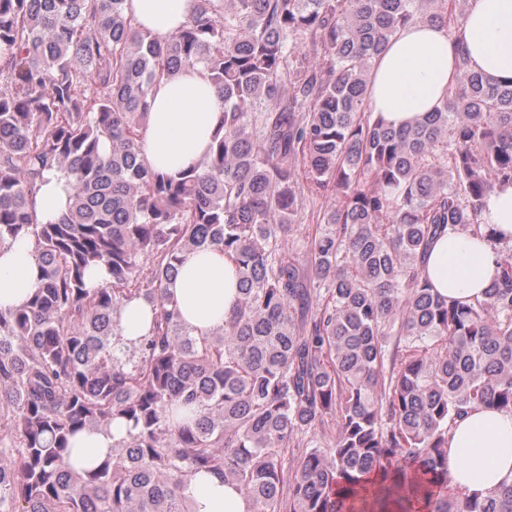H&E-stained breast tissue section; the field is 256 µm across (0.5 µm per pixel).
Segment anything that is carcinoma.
Segmentation results:
<instances>
[{
    "mask_svg": "<svg viewBox=\"0 0 512 512\" xmlns=\"http://www.w3.org/2000/svg\"><path fill=\"white\" fill-rule=\"evenodd\" d=\"M456 0H198L161 41L126 0H0V242L31 235L42 287L0 311V512H193L213 473L250 512H365L404 488L429 512H512V483L447 493L448 432L467 408L512 413V252L484 297L423 277L445 230L496 238L486 198L512 184V81L471 71L414 124L370 102L398 29ZM200 67L224 110L209 152L171 178L141 153L148 97ZM55 169L69 204L38 221ZM328 198L309 261L285 249L304 200ZM236 266L224 326L190 334L167 291L182 256ZM110 281L86 287L89 269ZM151 328L126 345L123 305ZM129 425L91 471L71 439ZM329 439L317 438L328 420ZM300 448V455L294 449Z\"/></svg>",
    "mask_w": 512,
    "mask_h": 512,
    "instance_id": "carcinoma-1",
    "label": "carcinoma"
}]
</instances>
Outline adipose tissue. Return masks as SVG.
Wrapping results in <instances>:
<instances>
[{"instance_id":"1","label":"adipose tissue","mask_w":512,"mask_h":512,"mask_svg":"<svg viewBox=\"0 0 512 512\" xmlns=\"http://www.w3.org/2000/svg\"><path fill=\"white\" fill-rule=\"evenodd\" d=\"M131 12L157 38L178 31L194 15L198 0H130ZM460 31L471 70L494 80H512V0H469ZM458 53L447 27L417 23L401 29L377 59L371 99L386 122L399 126L441 105L458 77ZM150 117L143 134V156L157 171L175 177L195 166L207 152L221 115V104L205 72L182 71L156 85L149 98ZM67 179L49 171L35 198L40 222L56 219L66 208ZM483 221L495 225V240L444 233L433 243L422 274L445 298L483 296L496 276L502 246H512V185L494 189ZM41 286L39 261L29 236L0 241V311L23 306ZM182 323L192 335L223 326L237 300L233 262L207 248L187 254L168 285ZM124 421L85 430L73 439L70 467L98 466L126 436ZM512 483V413L474 408L458 418L448 434V484L469 495ZM187 493L194 512H249L235 486L213 474L192 478Z\"/></svg>"}]
</instances>
